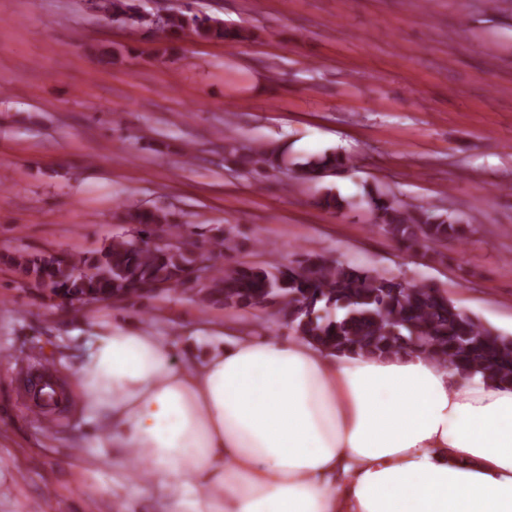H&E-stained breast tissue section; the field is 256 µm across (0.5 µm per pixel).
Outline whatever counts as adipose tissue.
I'll return each mask as SVG.
<instances>
[{"label":"adipose tissue","instance_id":"1","mask_svg":"<svg viewBox=\"0 0 512 512\" xmlns=\"http://www.w3.org/2000/svg\"><path fill=\"white\" fill-rule=\"evenodd\" d=\"M115 324L74 369L97 448L149 466L166 512H512V389L421 349Z\"/></svg>","mask_w":512,"mask_h":512}]
</instances>
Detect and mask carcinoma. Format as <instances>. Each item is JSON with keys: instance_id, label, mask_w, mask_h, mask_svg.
<instances>
[{"instance_id": "obj_1", "label": "carcinoma", "mask_w": 512, "mask_h": 512, "mask_svg": "<svg viewBox=\"0 0 512 512\" xmlns=\"http://www.w3.org/2000/svg\"><path fill=\"white\" fill-rule=\"evenodd\" d=\"M102 9L105 21L149 25L134 0H105ZM166 29L172 40L187 33L222 41L242 38L217 19L182 10L168 16ZM284 155L282 147L266 144L235 155V161L249 169H277ZM344 165V158L334 152L296 163L299 177L309 180ZM367 196L374 223L411 247L424 243L438 247L460 235L456 222L422 207L410 210L380 192L370 191ZM127 218L137 225L136 235L114 238L90 258L19 255L14 266L19 274L61 298L138 301L159 285L175 291L191 283L190 273L201 249L211 261L207 283L199 289L204 304L272 306L276 321L338 354L376 355L416 346L464 376L479 374L486 381L512 387V336L492 333L461 313L435 284L410 283L323 254H305L288 267L266 262L228 268L217 264V258L235 249L229 232L208 238L203 247L192 242L180 248L149 242L151 231L164 227L171 238H183L187 228L174 223L169 213L136 209Z\"/></svg>"}]
</instances>
